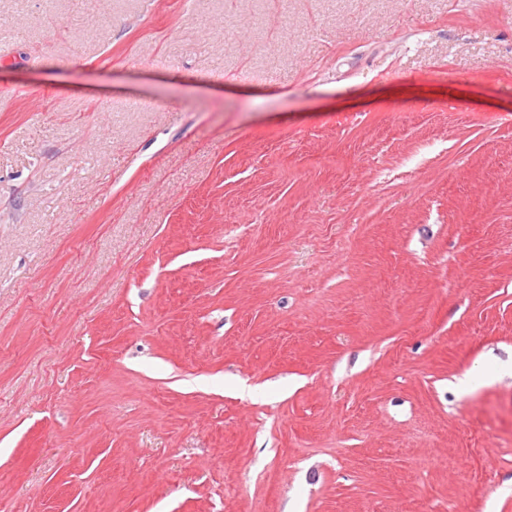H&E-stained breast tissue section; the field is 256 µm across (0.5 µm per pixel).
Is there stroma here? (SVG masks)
<instances>
[{"label":"stroma","mask_w":512,"mask_h":512,"mask_svg":"<svg viewBox=\"0 0 512 512\" xmlns=\"http://www.w3.org/2000/svg\"><path fill=\"white\" fill-rule=\"evenodd\" d=\"M0 44V512H512V0Z\"/></svg>","instance_id":"obj_1"}]
</instances>
